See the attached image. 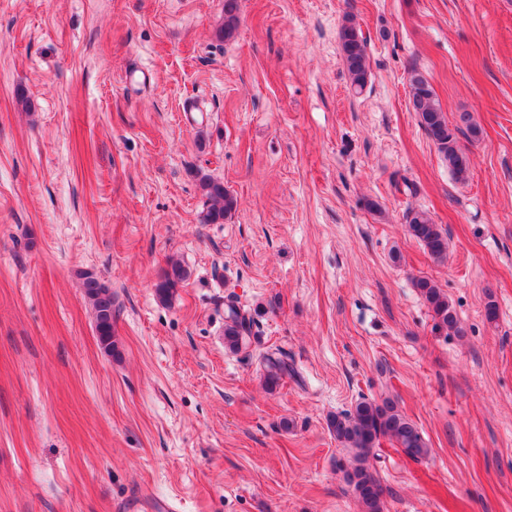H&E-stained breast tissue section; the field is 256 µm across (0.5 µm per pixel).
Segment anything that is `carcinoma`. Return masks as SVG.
I'll return each instance as SVG.
<instances>
[{
    "label": "carcinoma",
    "mask_w": 512,
    "mask_h": 512,
    "mask_svg": "<svg viewBox=\"0 0 512 512\" xmlns=\"http://www.w3.org/2000/svg\"><path fill=\"white\" fill-rule=\"evenodd\" d=\"M238 0H224V26L220 32L224 38L234 36L239 26ZM339 42L343 61L356 94L365 91L369 83L368 43L354 20L349 18L341 27ZM409 106L415 112L419 126L436 146L448 163V168L462 179L468 171V158L458 143V127H450L448 117L442 111L436 93L429 81L416 69L409 73ZM200 188L209 202L201 217L203 224H222L236 210L237 200L224 183L204 177ZM407 230L438 261L448 256V235L425 212H413L407 216ZM188 277L187 269L178 262H171L155 284L156 296L169 300L178 285ZM82 286L89 299L94 315L95 331L101 347L108 353L116 349L114 320L117 308L112 291L96 276L86 273ZM417 288L428 304L435 329L463 334L459 320L448 297L428 278L415 280ZM224 344L232 352L240 351L247 344L254 324V316L240 309L234 302L226 304ZM266 365L265 384L269 389L279 386L284 377L295 375L288 362V354L278 349L263 356ZM327 426L336 441L351 454L350 465L341 467L344 480L352 489L362 512H384L385 488L370 463L381 442L387 441L394 448L414 459L429 455V448L416 425L403 415L391 401L377 403L362 399L352 410L332 415Z\"/></svg>",
    "instance_id": "cac0c4a2"
}]
</instances>
